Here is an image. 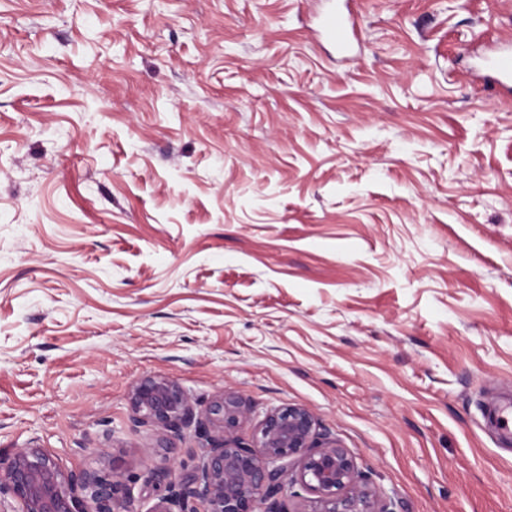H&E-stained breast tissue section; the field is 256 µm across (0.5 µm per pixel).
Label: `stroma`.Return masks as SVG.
Masks as SVG:
<instances>
[{
	"instance_id": "stroma-1",
	"label": "stroma",
	"mask_w": 512,
	"mask_h": 512,
	"mask_svg": "<svg viewBox=\"0 0 512 512\" xmlns=\"http://www.w3.org/2000/svg\"><path fill=\"white\" fill-rule=\"evenodd\" d=\"M0 0V457L195 471L196 412L309 409L392 512H512V0ZM354 21L350 17L331 10L322 21V28L328 37L335 40L336 45L342 50L347 51L350 46V37L354 33ZM488 67L495 76V80L502 86H509L512 90V50L503 49L494 52L487 59ZM130 404L136 423H152L174 435L190 426L197 416L186 391L158 376L143 378L132 391Z\"/></svg>"
}]
</instances>
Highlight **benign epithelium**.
I'll return each mask as SVG.
<instances>
[{"instance_id":"benign-epithelium-1","label":"benign epithelium","mask_w":512,"mask_h":512,"mask_svg":"<svg viewBox=\"0 0 512 512\" xmlns=\"http://www.w3.org/2000/svg\"><path fill=\"white\" fill-rule=\"evenodd\" d=\"M133 420L178 435L196 419L186 391L177 383L147 376L130 396ZM218 433L201 449L195 472L179 479L170 468L151 469L147 480L164 488L154 512H291L280 502L284 484L312 495L308 512H392L358 481L346 449L320 440L307 409H275L263 420L258 448L237 442L234 432L248 419L242 401L225 393L204 412ZM12 498L20 512H135L131 490L118 465L107 471L66 473L41 448H24L0 459V500Z\"/></svg>"}]
</instances>
